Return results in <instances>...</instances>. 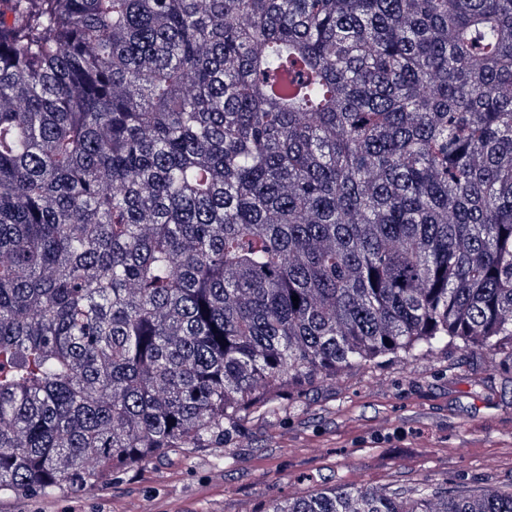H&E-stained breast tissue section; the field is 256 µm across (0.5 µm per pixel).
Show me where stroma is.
Returning a JSON list of instances; mask_svg holds the SVG:
<instances>
[{
  "mask_svg": "<svg viewBox=\"0 0 512 512\" xmlns=\"http://www.w3.org/2000/svg\"><path fill=\"white\" fill-rule=\"evenodd\" d=\"M220 448L171 451L89 491L0 493V512H266L320 486L512 491V353L452 345L279 391Z\"/></svg>",
  "mask_w": 512,
  "mask_h": 512,
  "instance_id": "35a3bbf8",
  "label": "stroma"
}]
</instances>
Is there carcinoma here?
Listing matches in <instances>:
<instances>
[{"label": "carcinoma", "instance_id": "cac0c4a2", "mask_svg": "<svg viewBox=\"0 0 512 512\" xmlns=\"http://www.w3.org/2000/svg\"><path fill=\"white\" fill-rule=\"evenodd\" d=\"M506 343L512 0H0V491L92 488L290 383Z\"/></svg>", "mask_w": 512, "mask_h": 512}]
</instances>
